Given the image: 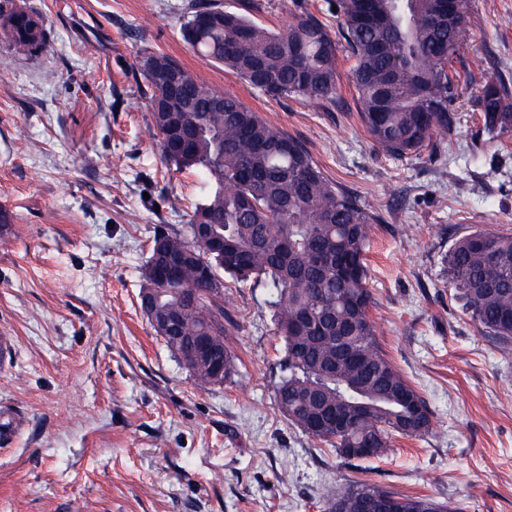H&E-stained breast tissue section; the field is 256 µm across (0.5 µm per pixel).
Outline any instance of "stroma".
I'll return each mask as SVG.
<instances>
[{"instance_id":"stroma-1","label":"stroma","mask_w":512,"mask_h":512,"mask_svg":"<svg viewBox=\"0 0 512 512\" xmlns=\"http://www.w3.org/2000/svg\"><path fill=\"white\" fill-rule=\"evenodd\" d=\"M194 0H31L43 48L0 34V512H327L371 480L448 504L512 512V351L470 320L444 275L455 241L512 234V134L484 130L478 91L512 85V0H471L453 69L457 124L435 154L395 158L361 126L352 63L339 104L278 98L202 59L180 29ZM270 29L309 13L339 35L336 0H216ZM163 53L307 148L377 215L365 263L382 349L420 392L432 431L348 462L292 425L269 291L226 280L236 371L203 386L139 308L158 230L183 231L198 175L166 168L138 61Z\"/></svg>"}]
</instances>
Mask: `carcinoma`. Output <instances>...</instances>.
I'll return each instance as SVG.
<instances>
[{
  "mask_svg": "<svg viewBox=\"0 0 512 512\" xmlns=\"http://www.w3.org/2000/svg\"><path fill=\"white\" fill-rule=\"evenodd\" d=\"M336 8L369 138L396 158L421 155L456 124L457 88L448 69L471 38L470 0H336ZM207 14L215 16L211 25L194 26ZM181 36L204 60L269 95L338 101L340 43L312 15L269 30L202 2ZM138 70L163 162L196 172L204 186L191 223L181 233H156L141 268L140 308L148 322L177 316L174 328L156 335L200 383L224 384L235 371L224 276L263 281L288 371L276 403L292 425L348 461L353 448H373L380 457L395 435L431 433L426 401L382 349L370 316L364 253L375 221L371 206L330 181L299 140L173 58L145 53ZM168 72L189 89L176 128L164 107ZM478 105L488 132L512 133L511 87L486 82ZM201 218L206 230L198 234ZM213 240L224 242V253L211 250ZM184 251L204 262L207 275L188 268L178 282L164 281L163 256ZM447 264L471 320L499 349L512 348V234L469 232ZM199 336L208 340L206 359L192 349ZM386 500L395 503L393 512H449L431 498L367 480L334 488L328 512H381Z\"/></svg>",
  "mask_w": 512,
  "mask_h": 512,
  "instance_id": "1",
  "label": "carcinoma"
}]
</instances>
